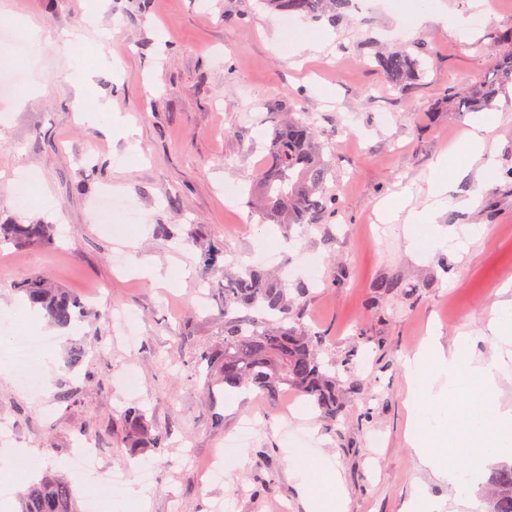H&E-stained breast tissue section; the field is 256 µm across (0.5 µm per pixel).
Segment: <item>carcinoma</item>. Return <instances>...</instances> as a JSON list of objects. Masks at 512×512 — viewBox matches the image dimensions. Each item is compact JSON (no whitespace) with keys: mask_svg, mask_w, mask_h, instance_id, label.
<instances>
[{"mask_svg":"<svg viewBox=\"0 0 512 512\" xmlns=\"http://www.w3.org/2000/svg\"><path fill=\"white\" fill-rule=\"evenodd\" d=\"M350 0H265L268 8L280 13H298L308 18L340 20ZM496 62L493 77L463 93L445 96L451 110L462 114L493 107L502 90L512 85V32L493 41ZM431 54L428 44L417 45V54L404 49L377 56L379 69L395 87H403L422 73L420 56ZM332 168L323 156L316 128L302 118L275 123L269 135L266 164L250 189L247 205L259 223L271 221L287 229L294 224H315L333 213L338 198L329 193L327 182ZM36 245L52 249L56 245L53 225L42 221L0 224V242ZM224 317V348L203 352L197 364H206L215 383L224 389L255 388L274 396L292 388L310 399L322 417L335 422L343 412L344 397L356 386L341 379L336 363L320 358L325 337L304 326L288 324L295 297L305 291L298 282L276 278L259 264H251L217 283ZM15 291L31 306L45 311L50 322L66 329L81 316L83 305L76 295L54 286L39 274H25L15 283ZM128 426L127 443L137 453L142 444L162 441L150 437L144 412L130 406L124 412ZM487 512H512V465L494 468L483 490ZM21 512H76L70 482L63 476L45 477L31 484L23 494Z\"/></svg>","mask_w":512,"mask_h":512,"instance_id":"carcinoma-1","label":"carcinoma"}]
</instances>
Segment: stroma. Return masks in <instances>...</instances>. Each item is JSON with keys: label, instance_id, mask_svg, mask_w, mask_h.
Returning <instances> with one entry per match:
<instances>
[{"label": "stroma", "instance_id": "1", "mask_svg": "<svg viewBox=\"0 0 512 512\" xmlns=\"http://www.w3.org/2000/svg\"><path fill=\"white\" fill-rule=\"evenodd\" d=\"M449 16L468 17L465 33L435 17L407 23L410 0H356L342 23L269 11L259 0H0V29L24 16L51 32L52 48L25 65L35 90L0 93V224L40 218L56 246L0 245V316L55 342L42 361L40 396L19 386L27 366L0 339V512H18L24 493L9 465L20 448L38 462L35 478L69 475L78 439L98 450L90 481L71 478L78 506L114 472L111 512L143 498L145 512H307V497L288 448L328 457L342 475L347 512H403L427 493L453 512L455 493L421 464L407 437V358L429 334L444 347L479 337L494 354L488 325L512 300V86L499 94L502 115L491 132L495 174L471 209H451L443 226L459 235L448 250L411 251L409 225L383 221L379 205L429 204L440 156L467 129L469 117L438 109L444 94L483 81L494 69L479 51L512 30V0L481 11L472 0H437ZM303 31L322 50L298 62L289 49ZM90 48L69 54L67 34ZM431 44L424 73L402 88L374 61L383 48ZM105 105L80 116L75 96ZM309 119L330 159L339 204L320 224L282 228L260 223L245 189L265 163L271 126L281 114ZM36 195H12L18 177ZM112 190L125 212L99 220L95 203ZM176 235L167 240L159 226ZM222 245L219 264H271L303 279L301 323L324 334V360L351 359L358 383L338 423L322 421L288 390L225 394L208 387L197 360L222 346L221 306L200 298L201 251L189 228ZM147 259L171 270V282L135 269ZM40 273L85 303L90 319L68 330L31 313L13 283ZM84 357L72 364L71 345ZM138 405L164 445L131 457L124 411ZM250 430H243L244 422ZM230 451L222 480H206L212 449Z\"/></svg>", "mask_w": 512, "mask_h": 512}]
</instances>
